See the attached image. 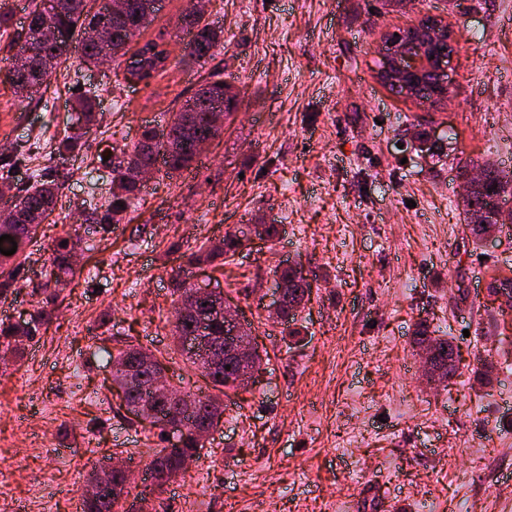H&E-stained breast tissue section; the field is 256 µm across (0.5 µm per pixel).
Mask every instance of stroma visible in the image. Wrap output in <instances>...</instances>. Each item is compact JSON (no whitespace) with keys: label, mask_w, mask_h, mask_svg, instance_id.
Returning a JSON list of instances; mask_svg holds the SVG:
<instances>
[{"label":"stroma","mask_w":512,"mask_h":512,"mask_svg":"<svg viewBox=\"0 0 512 512\" xmlns=\"http://www.w3.org/2000/svg\"><path fill=\"white\" fill-rule=\"evenodd\" d=\"M427 16L458 47L439 108L378 83L389 32ZM224 44L205 63L171 45L150 86L117 65L65 63L43 97L19 104L0 82V155L24 160L28 187L51 168L61 186L0 321L28 316L52 242L101 206L140 127L164 128L210 72L240 92L238 112L198 163L155 177L106 237L87 234L82 271L38 341L0 367V512H78L80 488L115 455L153 512H512V309L488 293L512 268V228L474 244L467 172L512 171V0H208ZM96 100L80 151L75 104ZM278 225L223 268L181 272L171 242L196 249L247 222ZM301 264L313 289L288 325L267 318L276 266ZM224 291L268 360L188 470L156 491L158 430L128 423L112 392L121 341L164 359L174 384L207 385L175 347L178 275ZM454 339L448 385L422 379L419 323ZM496 368L477 380L484 359Z\"/></svg>","instance_id":"obj_1"}]
</instances>
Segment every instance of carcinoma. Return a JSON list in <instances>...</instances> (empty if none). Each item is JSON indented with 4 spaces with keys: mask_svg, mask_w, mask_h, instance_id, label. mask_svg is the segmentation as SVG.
I'll use <instances>...</instances> for the list:
<instances>
[{
    "mask_svg": "<svg viewBox=\"0 0 512 512\" xmlns=\"http://www.w3.org/2000/svg\"><path fill=\"white\" fill-rule=\"evenodd\" d=\"M90 0H60V8L52 16L44 15L41 0H31L27 25L17 34V43L34 42L35 57L23 77L15 78L16 65L11 59H6L0 66V74L9 83L20 101H29L33 96L47 91L50 83L49 75L53 69L69 61L62 57L55 42L44 38V30L59 29L73 30L67 35L71 42L81 48L76 56L79 63L91 66L99 61L102 47L97 40V27L103 25L111 29L115 41L110 46L112 61L123 69L124 78L128 81L149 84L150 81L167 72L170 51L164 42L146 40L142 45L132 46L135 39L140 37L146 26L152 21L142 8L141 0H126V9L117 16L102 15L100 11L92 10ZM176 38L184 42L185 51L196 61L212 56V50L221 42L222 31L202 22V15L186 7L177 25ZM240 93L232 86L224 84V80L212 74L204 79L196 92L186 100L172 115L166 132L159 133L156 129L144 126L137 134L127 158L116 166L117 176L107 191V204L84 215V222L97 226V233L104 236L111 232L112 225L119 223L122 216L130 207L132 201L141 192V185L136 170L155 164L165 170V175L173 176L189 167L197 158L193 150L194 136H202L207 132L209 113L223 105L227 112L236 110ZM485 176L480 182L468 185L464 200L465 214L471 215L476 209L490 210L489 223L482 226L471 224L469 229L480 242L484 235L492 234L497 228L512 224V210L504 211L500 205L503 194L512 192V179L502 175L493 166H484ZM33 185L21 190V194L5 211L0 212V236L9 235L13 241L5 240L0 247L9 250L12 243H17L14 254L6 256L0 253V300H6L14 292L20 267L28 258L27 248L36 243L39 224L44 222L56 209L58 200V183L47 168L35 170L32 173ZM67 245L56 241L50 248V262L54 282H59L61 276H74L75 265L71 261L82 241L79 229L64 237ZM247 241L243 228L237 227L224 233L221 245H214L208 250H199L187 256L190 265L212 264L217 259L233 255ZM174 293L177 294L175 303V321L180 323L179 332L173 336V342L179 349H184V340L195 335L197 327L195 318L182 316L180 300L185 293L183 284L176 283ZM311 295V284L305 287L294 286L288 289V296L280 310L276 313L277 320L287 324L294 319L297 310ZM57 294H47L41 304L37 305L29 319L21 323H0V347L20 352L30 342L41 334V329L48 324L52 317V305ZM416 344L433 346L443 362L456 357L453 343L446 336H435L429 325L421 323L415 332ZM154 353L140 345L125 344L117 349L112 356V381L120 379V367L128 362L132 365L144 357H152ZM194 367L203 372L208 378L212 389L222 393L226 390L238 391L247 389L249 382L238 380V369H230L208 374L204 372L205 363L191 356L187 357ZM224 416V410L212 406L210 396L198 395L194 408L183 416L180 421L179 444L171 448H159L151 461V470L161 476L157 489L177 478L184 471L183 460L187 456L199 454L206 439L204 433L214 421ZM127 477L115 473L101 487L99 494L90 499L82 498L81 512H117L115 507L121 505L126 497L119 496L113 491V484L126 483Z\"/></svg>",
    "mask_w": 512,
    "mask_h": 512,
    "instance_id": "1",
    "label": "carcinoma"
}]
</instances>
